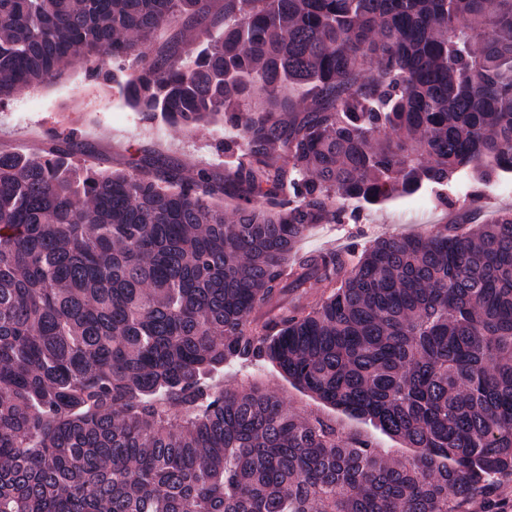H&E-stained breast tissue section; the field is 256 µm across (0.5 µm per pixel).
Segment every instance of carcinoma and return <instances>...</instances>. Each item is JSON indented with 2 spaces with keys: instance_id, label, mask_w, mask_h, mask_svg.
<instances>
[{
  "instance_id": "cac0c4a2",
  "label": "carcinoma",
  "mask_w": 512,
  "mask_h": 512,
  "mask_svg": "<svg viewBox=\"0 0 512 512\" xmlns=\"http://www.w3.org/2000/svg\"><path fill=\"white\" fill-rule=\"evenodd\" d=\"M78 55L233 161L0 151V512H512V213L296 250L338 200L512 173V0H0V105ZM235 371H225L224 381H230L237 376L238 380L241 382H258L264 385L268 391L282 398L288 406L298 412L306 415L318 413L328 419L336 421V424L340 425L347 432L371 436L380 448H385L391 454L403 455V453H409L407 448H401L399 443L374 432L365 424L350 419L336 409L321 405L310 395L297 389L278 373L270 371L266 366H250L239 370L237 374Z\"/></svg>"
}]
</instances>
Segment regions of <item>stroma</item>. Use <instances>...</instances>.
<instances>
[{
  "mask_svg": "<svg viewBox=\"0 0 512 512\" xmlns=\"http://www.w3.org/2000/svg\"><path fill=\"white\" fill-rule=\"evenodd\" d=\"M50 129L59 136L78 131L91 164L104 169L128 167L150 152L185 169L208 167L217 172L224 169L223 126L184 132L158 120L142 121L109 86L91 79L86 63L81 60L74 61L60 80L20 94L0 107L2 150L20 154L36 152ZM478 192L477 184L464 179L452 187L444 205L430 192L396 197L375 206L350 202L346 208L356 212L355 222L316 225L299 242L298 249L303 253L318 252L328 248L334 239L347 235L364 241L388 234L426 235L441 224H487L500 212L512 208V194L493 191L482 194L479 211H472L469 201ZM224 378L260 383L298 412L321 414L336 421L345 431L373 435L379 447L392 454L402 452L396 441L372 434L365 424L321 405L267 367L228 371Z\"/></svg>",
  "mask_w": 512,
  "mask_h": 512,
  "instance_id": "stroma-1",
  "label": "stroma"
}]
</instances>
